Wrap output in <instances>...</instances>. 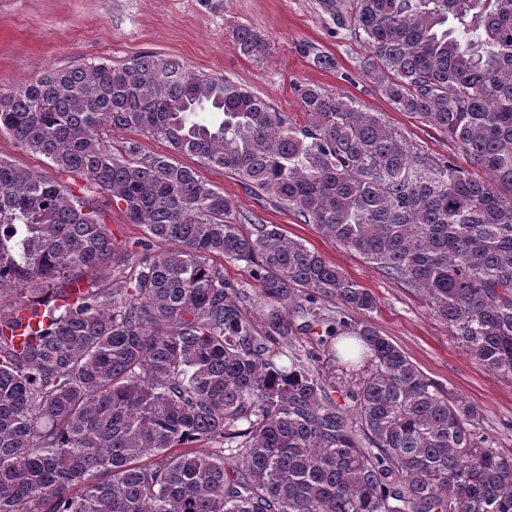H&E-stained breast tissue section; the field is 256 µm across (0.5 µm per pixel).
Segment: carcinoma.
I'll return each instance as SVG.
<instances>
[{"label":"carcinoma","mask_w":512,"mask_h":512,"mask_svg":"<svg viewBox=\"0 0 512 512\" xmlns=\"http://www.w3.org/2000/svg\"><path fill=\"white\" fill-rule=\"evenodd\" d=\"M335 16L393 110L460 144L466 166L350 98L303 87L299 122L158 53L0 92V133L144 232L133 276L99 287L93 273L130 254L69 184L0 158V292L19 293L0 305V512H512V455L478 410L372 323L320 306L365 314L372 293L280 225L246 229L197 171L233 175L374 264L512 377V0H352ZM232 37L251 60L271 54L251 26ZM114 130L196 166L116 148ZM226 262L252 267L262 324ZM316 326L360 342L343 404L318 356L284 350ZM126 139H135L142 144L143 153L145 155H153V154H171L177 162L182 163L183 165L194 166L193 159L185 156H181L178 154L171 153L167 144L163 141H156L152 139H147L143 136L136 135L135 133H127V132H119L115 131L112 133V143L118 141H125Z\"/></svg>","instance_id":"carcinoma-1"}]
</instances>
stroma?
<instances>
[{"label":"stroma","instance_id":"obj_1","mask_svg":"<svg viewBox=\"0 0 512 512\" xmlns=\"http://www.w3.org/2000/svg\"><path fill=\"white\" fill-rule=\"evenodd\" d=\"M238 24L264 33L271 41V56L261 62L241 56L232 40ZM146 51L180 58L195 71L241 84L294 117L302 112L298 86L321 87L357 101L364 111L383 113L415 149L459 166L464 163L455 142L389 106L361 67L363 44L337 27L326 0H0L1 92L51 68L101 62L118 66ZM314 52L331 56L334 68H316L310 59ZM0 157L59 181L69 179L5 132L0 133ZM199 174L223 190L240 213L258 223L281 225L288 236L304 240L372 292L374 311L365 317L348 311L345 320L369 319L428 378L476 406L481 429L512 453V378L486 372L415 293L358 254L332 245L312 225L254 196L223 171L203 168ZM77 185L108 224L117 249L133 250L143 237L141 227L128 223L122 209L96 193L89 179L80 178ZM292 342L319 356L325 383L340 391L347 388L350 378L332 357L336 340L322 345L317 335L299 334Z\"/></svg>","mask_w":512,"mask_h":512}]
</instances>
